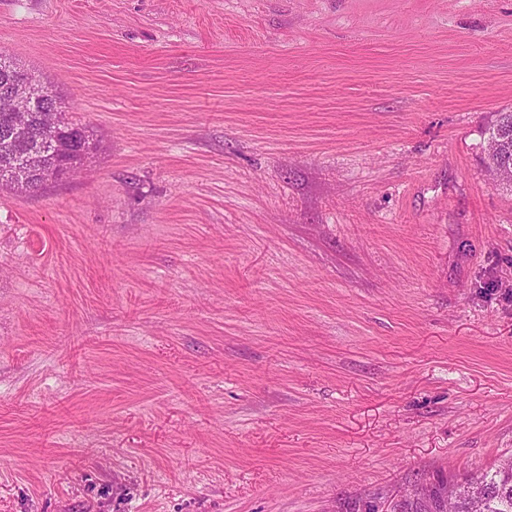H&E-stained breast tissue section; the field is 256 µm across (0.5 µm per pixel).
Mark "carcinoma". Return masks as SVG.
<instances>
[{
  "instance_id": "carcinoma-1",
  "label": "carcinoma",
  "mask_w": 512,
  "mask_h": 512,
  "mask_svg": "<svg viewBox=\"0 0 512 512\" xmlns=\"http://www.w3.org/2000/svg\"><path fill=\"white\" fill-rule=\"evenodd\" d=\"M7 72L27 78V83L38 90L32 120L37 122L43 118L49 121L55 115L61 123L56 147L35 161L34 170L24 183L13 178L14 169L27 165V156L39 150L37 141L33 134L22 131L11 140L0 137V186L20 191L40 188L62 178L63 162L71 160L83 165L96 149L95 141L88 127L64 117L59 97L51 86L36 79L11 57L0 53V78ZM46 107H53L57 112H46ZM487 133L499 135L501 150L512 157V112L500 113ZM401 512H512V461L492 473H481L462 487L450 488L448 481L442 479L437 484L432 502L408 500L401 506Z\"/></svg>"
}]
</instances>
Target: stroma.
<instances>
[{
  "label": "stroma",
  "mask_w": 512,
  "mask_h": 512,
  "mask_svg": "<svg viewBox=\"0 0 512 512\" xmlns=\"http://www.w3.org/2000/svg\"><path fill=\"white\" fill-rule=\"evenodd\" d=\"M100 148L0 188V512H398L512 458V0H0ZM487 134H498L501 150L512 157V112H502L498 119L487 130Z\"/></svg>",
  "instance_id": "35a3bbf8"
}]
</instances>
